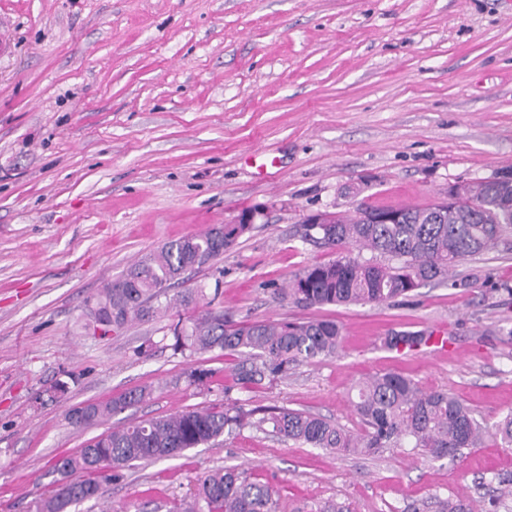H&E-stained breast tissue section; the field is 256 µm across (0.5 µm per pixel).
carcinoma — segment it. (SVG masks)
Wrapping results in <instances>:
<instances>
[{
  "label": "carcinoma",
  "instance_id": "cac0c4a2",
  "mask_svg": "<svg viewBox=\"0 0 512 512\" xmlns=\"http://www.w3.org/2000/svg\"><path fill=\"white\" fill-rule=\"evenodd\" d=\"M512 202V170L503 173L495 194L480 184L457 185L455 201L439 205L400 207L397 224H373L367 215L380 207L359 205L354 215L331 214L327 224L305 225L304 240L338 251L336 259L313 263L294 274L281 294L306 307L355 303H389L422 284L448 278L460 262L500 246L512 251V209L493 206L496 198ZM250 230L246 224L224 225V248ZM222 255L210 231L164 243L155 253L107 283L87 302V326L105 333L157 315L153 304L165 289ZM173 349L191 356L214 350L241 352L248 358L231 372L224 385V405L184 410L149 419H134L87 442L93 449L55 458L54 487L32 502V512H68L78 503L96 500L103 485L123 477L136 462L168 459L208 444L224 432L266 426L282 437L329 453L381 456L391 448H420L435 460L456 461L463 450L477 447L482 430L472 410L446 391H425L396 372L375 374L357 382L350 397L365 426L355 436L321 416L284 407L244 408L233 390L250 391L264 381L287 375L296 364L336 356L342 329L332 319L288 322L257 320L235 324L224 311L208 309L191 325H175ZM422 331H390L383 338L389 350L414 351L427 345ZM152 388L129 390L111 401L92 405L87 423L121 411L150 396ZM489 433L512 447V410ZM490 512H512V477L494 476ZM275 492L266 482L250 479L235 467L203 474L190 499L171 512H276ZM440 512H473L470 500L456 495L441 502Z\"/></svg>",
  "mask_w": 512,
  "mask_h": 512
}]
</instances>
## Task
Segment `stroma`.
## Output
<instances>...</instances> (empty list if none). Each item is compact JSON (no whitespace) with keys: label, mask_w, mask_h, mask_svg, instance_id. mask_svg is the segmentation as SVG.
I'll list each match as a JSON object with an SVG mask.
<instances>
[{"label":"stroma","mask_w":512,"mask_h":512,"mask_svg":"<svg viewBox=\"0 0 512 512\" xmlns=\"http://www.w3.org/2000/svg\"><path fill=\"white\" fill-rule=\"evenodd\" d=\"M0 512H29L55 457L129 419L224 401L241 357L192 358L172 326L213 306L234 321L332 319L336 357L240 392L363 430L354 384L394 371L445 390L484 425L512 410V252L458 264L467 288L432 282L390 304L304 308L280 290L337 253L303 241L313 213L426 206L448 187L512 169V0H0ZM260 214L196 272L204 299L101 334L84 326L105 284L165 242ZM448 338L388 351L389 331ZM151 385L98 425L72 407ZM235 466L270 482L277 512L326 500L351 512H439L466 493L487 512L512 448L485 436L455 462L413 448L341 456L243 428L179 458L137 463L72 512H146Z\"/></svg>","instance_id":"1"}]
</instances>
